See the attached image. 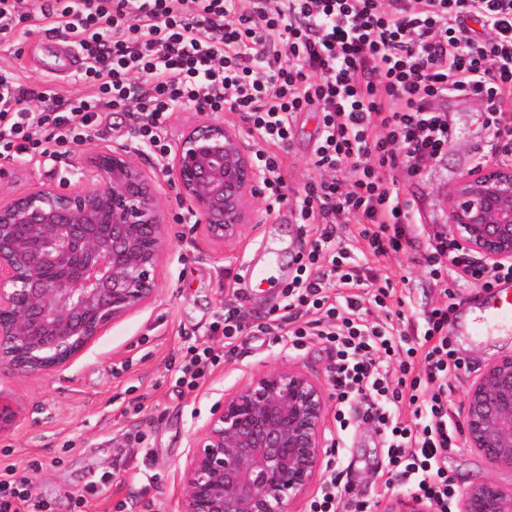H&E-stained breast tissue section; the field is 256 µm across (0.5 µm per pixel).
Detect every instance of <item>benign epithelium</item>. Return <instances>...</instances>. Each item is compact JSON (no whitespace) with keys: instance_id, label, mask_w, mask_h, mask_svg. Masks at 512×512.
<instances>
[{"instance_id":"1","label":"benign epithelium","mask_w":512,"mask_h":512,"mask_svg":"<svg viewBox=\"0 0 512 512\" xmlns=\"http://www.w3.org/2000/svg\"><path fill=\"white\" fill-rule=\"evenodd\" d=\"M167 170L214 243L260 222L261 175L240 133L204 120L178 138ZM448 234L486 266L512 264V164L481 166L448 192ZM168 243L155 176L120 151L100 152L77 186L0 193V376L48 375L70 364L116 320L147 306ZM323 385L297 367L268 369L218 401L191 439L180 512H290L330 447ZM466 445L512 472V356L467 388ZM20 416L0 393V431ZM385 512H430L401 495ZM459 512H512V487L464 489Z\"/></svg>"}]
</instances>
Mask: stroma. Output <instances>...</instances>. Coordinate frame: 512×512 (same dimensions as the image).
Instances as JSON below:
<instances>
[{"mask_svg":"<svg viewBox=\"0 0 512 512\" xmlns=\"http://www.w3.org/2000/svg\"><path fill=\"white\" fill-rule=\"evenodd\" d=\"M27 29L23 40L0 39V68L15 69L28 86L49 77L61 90H82L78 71L52 73L38 62L36 50L46 40L42 22H29ZM442 107L454 128V140L420 179L403 185L416 203L423 232L387 268L395 288L410 291L419 312L445 300L424 271L430 239L447 223L442 202L487 145L477 102L451 98ZM127 124L126 116L111 113L97 126L91 142L72 152L0 160V184L7 192L19 193L34 183L76 184L77 172L89 155L123 149L139 166L158 172L165 197L170 244L158 269L155 300L112 324L73 363L53 374L0 377V391L15 401L20 413L15 428L0 431V467L14 466L17 478L31 481L47 512H72L78 501L83 512H179L180 477L190 441L221 397L259 372L288 364L318 378L326 394L334 392L327 372L329 353L317 341L295 349L284 336L250 335L228 344L212 330L231 308L251 319L283 314L287 300L282 289L294 271L293 263L269 266L259 286L243 281L240 273L265 250L296 249L302 232L287 206L259 197L255 201L259 224L238 240L211 243L180 200L161 158L133 142ZM316 138L315 114L301 115L284 156L288 197L301 195L304 183L318 176L311 164ZM453 342L457 355L472 370L453 384L451 398L459 407L472 374L512 355V334L461 335ZM206 347L217 355L214 365L197 388L183 386L181 365L191 350ZM383 467L378 437L363 424L356 428L348 453L327 449L322 469L342 470L350 503L361 502L368 512H382L394 496L379 478ZM448 472L462 489L491 477L512 485V474L495 470L483 455L463 444L449 449Z\"/></svg>","mask_w":512,"mask_h":512,"instance_id":"1","label":"stroma"}]
</instances>
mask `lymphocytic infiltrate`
<instances>
[{
  "mask_svg": "<svg viewBox=\"0 0 512 512\" xmlns=\"http://www.w3.org/2000/svg\"><path fill=\"white\" fill-rule=\"evenodd\" d=\"M35 19L84 56V89L65 95L49 80L29 89L1 68L0 159L68 153L111 112L162 156L168 120L190 104L235 114L257 134L255 164L279 203L288 200L283 155L295 119L316 113L311 162L326 177L290 200L307 246L284 287L287 311L267 322L227 311L224 338L320 340L331 354L337 447L358 422L371 423L386 488L458 512L447 454L463 425L449 395L469 367L449 334L454 304L408 318L410 296L376 266L406 250L419 221L395 171L420 177L452 143L443 98L485 112L490 148L477 165L512 159V0H0L1 36ZM348 224L371 265L351 256L340 232ZM435 239L425 267L443 290L451 266L485 290L512 280V265L473 261L447 232ZM43 509L31 483L0 472V512Z\"/></svg>",
  "mask_w": 512,
  "mask_h": 512,
  "instance_id": "1",
  "label": "lymphocytic infiltrate"
}]
</instances>
